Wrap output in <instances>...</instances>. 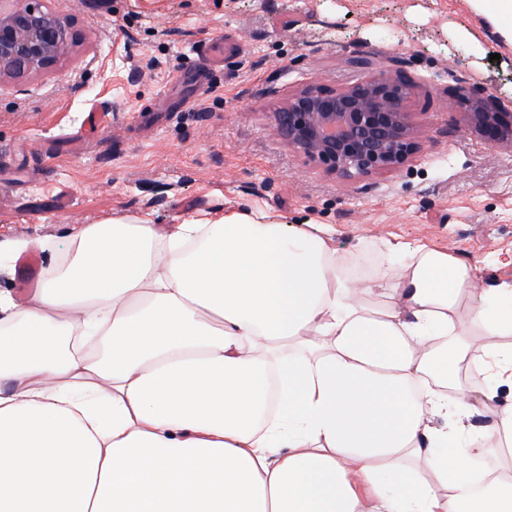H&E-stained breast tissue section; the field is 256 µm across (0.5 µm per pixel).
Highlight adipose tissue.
I'll use <instances>...</instances> for the list:
<instances>
[{"mask_svg": "<svg viewBox=\"0 0 512 512\" xmlns=\"http://www.w3.org/2000/svg\"><path fill=\"white\" fill-rule=\"evenodd\" d=\"M70 251L27 306L0 296V512H512L511 480L465 483L483 387L459 380L512 383V283L459 325L455 255L357 288L326 236L240 214Z\"/></svg>", "mask_w": 512, "mask_h": 512, "instance_id": "ef3b65f1", "label": "adipose tissue"}]
</instances>
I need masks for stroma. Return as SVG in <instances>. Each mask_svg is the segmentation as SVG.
I'll use <instances>...</instances> for the list:
<instances>
[{"label": "stroma", "instance_id": "1", "mask_svg": "<svg viewBox=\"0 0 512 512\" xmlns=\"http://www.w3.org/2000/svg\"><path fill=\"white\" fill-rule=\"evenodd\" d=\"M80 41L48 73L0 80V240L37 249L42 271L88 224L166 229L265 214L292 234L331 228L345 259L376 265L386 242L471 264L475 285L512 282V151L467 130L459 86L512 97V51L466 0H44ZM232 35L243 51L201 81L192 49ZM391 58L418 83L421 137L399 170L343 180L275 134L298 89L339 88ZM108 129L88 134L90 111Z\"/></svg>", "mask_w": 512, "mask_h": 512}]
</instances>
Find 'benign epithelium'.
<instances>
[{"instance_id": "obj_1", "label": "benign epithelium", "mask_w": 512, "mask_h": 512, "mask_svg": "<svg viewBox=\"0 0 512 512\" xmlns=\"http://www.w3.org/2000/svg\"><path fill=\"white\" fill-rule=\"evenodd\" d=\"M0 0V79L23 80L52 70L78 44L75 19L43 0ZM413 80L384 73L349 86H306L275 113V132L289 147L326 164L345 180L403 167L418 147L409 102ZM464 125L492 148L512 149V101L477 85L461 87Z\"/></svg>"}]
</instances>
